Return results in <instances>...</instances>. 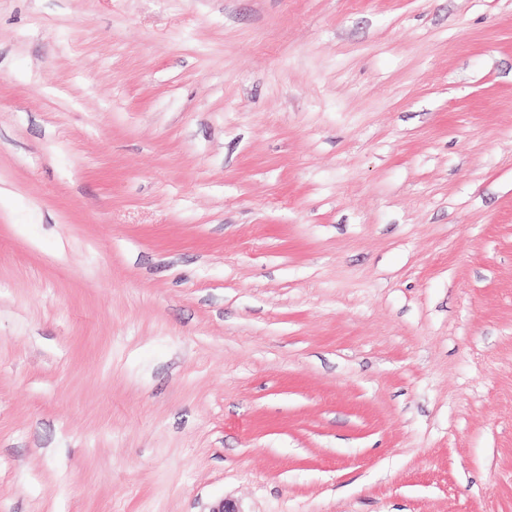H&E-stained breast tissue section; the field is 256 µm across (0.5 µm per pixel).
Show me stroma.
I'll list each match as a JSON object with an SVG mask.
<instances>
[{"label": "stroma", "instance_id": "obj_1", "mask_svg": "<svg viewBox=\"0 0 512 512\" xmlns=\"http://www.w3.org/2000/svg\"><path fill=\"white\" fill-rule=\"evenodd\" d=\"M0 512H512V0H0Z\"/></svg>", "mask_w": 512, "mask_h": 512}]
</instances>
